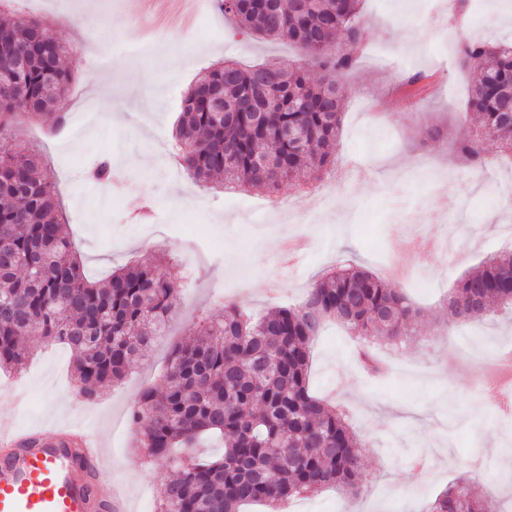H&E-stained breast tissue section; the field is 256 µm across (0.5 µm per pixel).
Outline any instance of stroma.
<instances>
[{
    "instance_id": "stroma-1",
    "label": "stroma",
    "mask_w": 512,
    "mask_h": 512,
    "mask_svg": "<svg viewBox=\"0 0 512 512\" xmlns=\"http://www.w3.org/2000/svg\"><path fill=\"white\" fill-rule=\"evenodd\" d=\"M463 30L445 15L425 13V0H365L364 51L345 78L343 124L331 177L320 191L302 194L283 182L272 195L225 194L217 184L190 179L168 154L172 129L189 85L208 67L234 60L248 67L267 60L300 61L286 42L236 30L216 7L201 0L190 21L158 18L154 0H15L16 13L46 22L52 38L70 36L94 20L96 44L69 52L74 76L68 124L47 121L12 127L14 139L39 146L67 214L64 229L75 242L91 279L129 263L169 254L185 264L173 282L178 311L166 333L126 377L83 401L74 390L71 354L63 346L31 338L33 358L18 374L0 372V415L26 429L74 423L101 438L111 451L107 479L124 488L132 512H153L170 476L166 463L141 462L130 414L144 386L162 385L175 345L189 325L215 311L220 299L253 315L299 303L323 271L346 261L383 273L403 241L447 237L448 248L409 260L433 289L391 280L412 298L417 322L396 346L376 347L386 365L367 375L357 358L360 343L335 322L312 349L309 384L320 397L336 398L348 411L368 490L359 501L334 489L287 501L283 512H425L428 502L456 479L467 478L480 497L512 512V475L501 451H512V418L485 400L484 382L512 351V315L448 328L445 299L458 279L503 248V223H512V167L498 164L495 143L482 144L492 166L473 170L451 153L457 138L474 134L466 108L476 64L461 66L459 34L485 40L512 38V6L485 0L481 13L464 5ZM139 44L155 45L150 54ZM419 75L407 85L406 75ZM96 112L84 125L82 109ZM112 157L126 173L120 193L90 179V168ZM432 163L424 179H411L419 160ZM309 250L289 271L276 262L284 238Z\"/></svg>"
}]
</instances>
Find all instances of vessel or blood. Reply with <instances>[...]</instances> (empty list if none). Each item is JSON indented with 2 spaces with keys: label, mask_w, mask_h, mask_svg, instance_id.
<instances>
[{
  "label": "vessel or blood",
  "mask_w": 512,
  "mask_h": 512,
  "mask_svg": "<svg viewBox=\"0 0 512 512\" xmlns=\"http://www.w3.org/2000/svg\"><path fill=\"white\" fill-rule=\"evenodd\" d=\"M106 448L81 427L30 430L0 418V512H128L100 494Z\"/></svg>",
  "instance_id": "obj_1"
}]
</instances>
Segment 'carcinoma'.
<instances>
[{
    "label": "carcinoma",
    "mask_w": 512,
    "mask_h": 512,
    "mask_svg": "<svg viewBox=\"0 0 512 512\" xmlns=\"http://www.w3.org/2000/svg\"><path fill=\"white\" fill-rule=\"evenodd\" d=\"M237 29L297 45L320 71L265 63L243 70L230 61L207 70L182 99L173 130L176 155L200 182L223 179L240 191L272 192L307 167L334 164L345 89L363 37L360 0H218ZM68 46L45 35L41 20L0 16V54H21V92L0 103V370L19 373L31 356L27 338L57 341L71 353L77 394L93 401L121 381L132 363L164 334L177 310L169 262L120 268L92 281L64 218L51 176L37 151L6 137L23 119L60 126L73 80L62 59ZM462 64L480 62L468 109L477 137L454 143L465 166L485 169L481 141L512 157V42L461 40ZM224 99L219 118L212 102ZM300 133L292 142L285 128ZM448 326L461 327L499 310L512 311V248L463 277L448 297ZM397 288L357 266L344 265L309 288L297 307L255 320L226 303L204 316L190 340L176 345L162 390L143 388L132 407L145 459L164 460L175 476L159 491L155 512H241L250 502L273 507L334 486L361 493L363 471L347 416L309 390L311 348L325 321L355 336L397 344L419 316ZM205 437L224 440L216 456L194 452ZM460 498L466 512H501L458 479L430 502L445 512Z\"/></svg>",
    "instance_id": "carcinoma-1"
}]
</instances>
